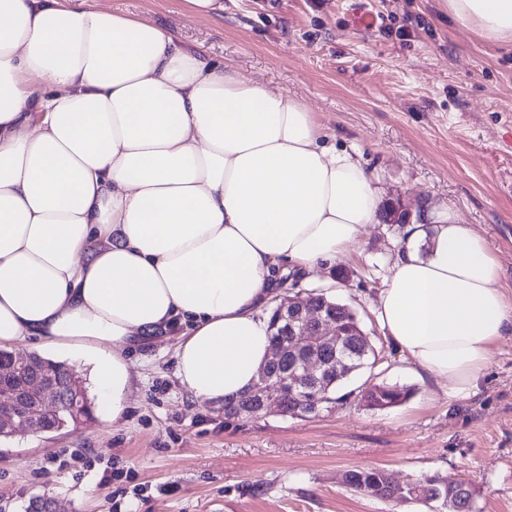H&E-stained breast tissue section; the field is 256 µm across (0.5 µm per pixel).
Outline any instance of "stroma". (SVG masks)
I'll list each match as a JSON object with an SVG mask.
<instances>
[{
  "label": "stroma",
  "mask_w": 512,
  "mask_h": 512,
  "mask_svg": "<svg viewBox=\"0 0 512 512\" xmlns=\"http://www.w3.org/2000/svg\"><path fill=\"white\" fill-rule=\"evenodd\" d=\"M146 19L211 61L288 93L315 113L328 143L358 157L385 204L454 210L485 237L512 293V47L457 26L441 0H224L196 18L182 0H86ZM406 245L379 213L340 259L296 280L358 314L379 362L348 386L410 387L402 406L353 403L307 418L229 419L175 375L176 330L130 354L129 408L113 422L89 391L93 421L0 439V512L52 498L56 512H433L351 491L354 468L401 483L463 480L474 512H512V335L495 345L478 392L448 397L380 325L375 307ZM347 280L335 278L337 270ZM92 459L69 466L72 453Z\"/></svg>",
  "instance_id": "1"
}]
</instances>
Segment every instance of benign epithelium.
<instances>
[{
    "instance_id": "benign-epithelium-1",
    "label": "benign epithelium",
    "mask_w": 512,
    "mask_h": 512,
    "mask_svg": "<svg viewBox=\"0 0 512 512\" xmlns=\"http://www.w3.org/2000/svg\"><path fill=\"white\" fill-rule=\"evenodd\" d=\"M277 314L278 321L286 325L284 335L288 340L273 345L271 357L260 370L257 381L243 394L242 399L250 402L247 409L250 415L281 413L282 398L289 393L298 395L307 410H317L319 401L308 395L315 390L318 372L328 367L323 359V348L333 349L338 361L343 360L347 352L336 327L321 312L309 310L306 299L298 295L282 297ZM286 357L293 360V365L287 375L277 378L270 366ZM13 358L17 366L28 372V381L20 390L0 393V436H11L19 430H37L44 417L59 408L57 386L35 372V355L19 352ZM65 371L71 382V390L66 395L67 407L78 413L85 405L79 375L68 366Z\"/></svg>"
}]
</instances>
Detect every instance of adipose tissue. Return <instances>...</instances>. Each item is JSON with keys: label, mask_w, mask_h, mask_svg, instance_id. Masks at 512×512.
Returning <instances> with one entry per match:
<instances>
[{"label": "adipose tissue", "mask_w": 512, "mask_h": 512, "mask_svg": "<svg viewBox=\"0 0 512 512\" xmlns=\"http://www.w3.org/2000/svg\"><path fill=\"white\" fill-rule=\"evenodd\" d=\"M512 42V0H445ZM382 193L297 98L184 48L156 24L58 0H0V349L83 360L121 422L129 348L179 324L197 400L253 385L284 267L343 257ZM378 300L394 344L451 398L473 395L512 296L486 239L420 213Z\"/></svg>", "instance_id": "ef3b65f1"}]
</instances>
